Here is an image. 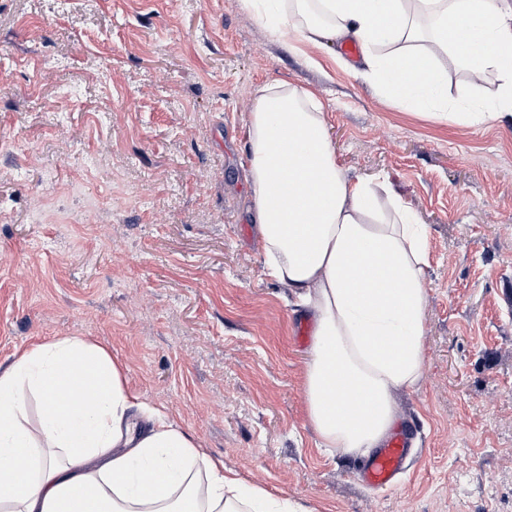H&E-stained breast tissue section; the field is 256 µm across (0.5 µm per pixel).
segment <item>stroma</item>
Returning <instances> with one entry per match:
<instances>
[{
    "mask_svg": "<svg viewBox=\"0 0 512 512\" xmlns=\"http://www.w3.org/2000/svg\"><path fill=\"white\" fill-rule=\"evenodd\" d=\"M275 39L243 0H0V365L74 336L225 472L313 512H512V124L442 56L452 119ZM316 96L350 180L428 233L424 378L396 397L390 490L307 418L311 315L265 274L245 155L254 90Z\"/></svg>",
    "mask_w": 512,
    "mask_h": 512,
    "instance_id": "1",
    "label": "stroma"
}]
</instances>
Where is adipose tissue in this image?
I'll use <instances>...</instances> for the list:
<instances>
[{
  "instance_id": "adipose-tissue-1",
  "label": "adipose tissue",
  "mask_w": 512,
  "mask_h": 512,
  "mask_svg": "<svg viewBox=\"0 0 512 512\" xmlns=\"http://www.w3.org/2000/svg\"><path fill=\"white\" fill-rule=\"evenodd\" d=\"M244 2L277 38L357 41L360 77L402 106L439 98L436 59L453 54L498 79L480 119L512 121V0ZM457 23L473 38H456ZM385 42L394 51L377 55ZM246 162L266 273L315 319L304 391L318 445L369 454L396 421V394L423 380L426 227L348 179L319 102L288 83L256 88ZM0 512L308 510L225 474L161 409L132 401L106 348L61 337L0 369Z\"/></svg>"
}]
</instances>
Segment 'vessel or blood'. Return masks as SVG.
Masks as SVG:
<instances>
[{"label": "vessel or blood", "instance_id": "obj_1", "mask_svg": "<svg viewBox=\"0 0 512 512\" xmlns=\"http://www.w3.org/2000/svg\"><path fill=\"white\" fill-rule=\"evenodd\" d=\"M410 452V433L399 427L389 434L375 455L370 456L357 469L363 484L376 489L395 486L397 477L404 473Z\"/></svg>", "mask_w": 512, "mask_h": 512}]
</instances>
